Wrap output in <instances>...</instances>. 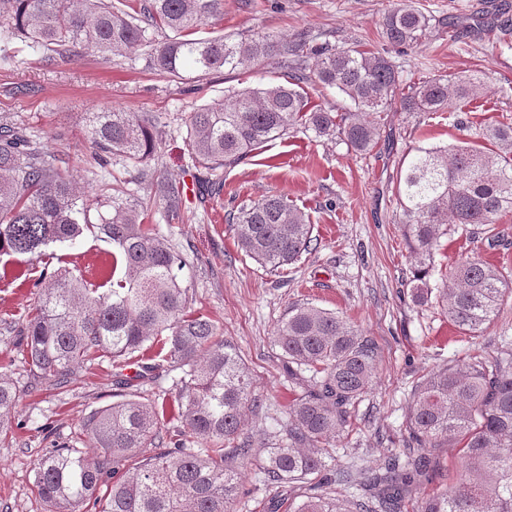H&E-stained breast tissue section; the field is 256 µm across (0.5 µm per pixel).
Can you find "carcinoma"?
I'll return each instance as SVG.
<instances>
[{
	"label": "carcinoma",
	"instance_id": "obj_1",
	"mask_svg": "<svg viewBox=\"0 0 512 512\" xmlns=\"http://www.w3.org/2000/svg\"><path fill=\"white\" fill-rule=\"evenodd\" d=\"M222 19L224 0H0L6 41L19 39L50 61L88 49L118 58L145 46L151 67L178 79L246 71L269 59L288 69L286 85L238 90L226 103L191 113L187 143L216 194L224 182L211 174L297 126L367 154L379 139L371 113L395 104L403 112H449L488 92L479 73L408 83L379 51L315 43L303 32L291 40L270 33L197 36L202 25ZM431 27L432 15L403 2L384 15L381 38L414 50ZM159 31L171 35L160 42L149 37ZM302 84L335 89L349 106L314 105ZM90 133L99 152L136 168L155 148L151 126L131 112L91 113ZM482 138L487 145L410 148L398 162L396 184L415 301L436 300L469 336L483 332L512 300L509 274L466 257L449 269L451 287L437 289L429 277L445 236H481L491 249L503 242L491 225L512 210V124H489ZM151 208L149 200L130 204L118 194L86 198L25 129L0 125V256H42L50 245H72L94 210L121 267L107 288L66 268H43L20 330L29 373L61 387L78 367L97 360L127 366L157 346L181 370L177 416L200 444L166 440L164 412L123 395L84 421L92 452L61 447L37 461L34 493L47 512H86L90 504L98 512H230L239 468L256 457L243 426L262 400L237 347L191 312L176 274L182 257L145 224ZM228 222L240 250L272 272L311 250L309 215L281 196L246 204ZM274 342L296 390L284 435L265 447L262 472L269 485L297 489L300 501L288 505L291 512H402L432 478L434 466L420 450L445 444L458 450L462 473L447 490L421 498L417 512H512V353L474 356L423 376L408 406L404 448L371 473L331 472L325 449L371 390L378 345L344 316L309 302L288 305ZM19 398L14 382L0 374V434L9 431ZM149 446L160 452L109 483L113 469ZM354 485L360 493L340 492Z\"/></svg>",
	"mask_w": 512,
	"mask_h": 512
}]
</instances>
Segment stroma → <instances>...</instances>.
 Returning a JSON list of instances; mask_svg holds the SVG:
<instances>
[{
	"label": "stroma",
	"mask_w": 512,
	"mask_h": 512,
	"mask_svg": "<svg viewBox=\"0 0 512 512\" xmlns=\"http://www.w3.org/2000/svg\"><path fill=\"white\" fill-rule=\"evenodd\" d=\"M397 3L224 0L223 25L202 26L201 36L268 31L290 38L304 32L335 45L382 51L407 79L483 70L489 90L468 112L384 113L379 143L365 156L340 140L296 130L224 167V190L218 195L202 187L207 172L186 142L189 116L224 101L234 90L284 82L276 62L179 80L149 68L141 49L111 61L85 52L51 62L16 42L11 46L14 63L0 68V123L25 128L59 158L86 195L117 187L133 201L149 196L160 181L178 187L176 210L156 201L149 222L183 258L177 275L189 290L192 310L207 316L236 345L255 381L263 403L244 426L253 440L263 442L280 431L293 398L281 351L272 342L288 304L308 301L341 312L375 338L380 353L375 383L330 450L334 468L353 464L375 470L389 452L402 448L411 390L422 374L512 348L510 307L482 335L470 337L459 333L438 306L421 307L413 301L407 284L411 260L396 194L398 162L420 135H427L431 145L445 146L477 141L488 124H512V47L492 33L451 38L435 29L415 51L401 53L379 38L384 14ZM113 108L154 124L156 149L145 171L117 157L104 167L92 163L86 115ZM268 195L283 196L303 209L317 240L315 249L280 273L246 256L226 221L231 210ZM496 229L504 243L493 249L478 240H445L434 256L432 284L441 285L443 275L464 256L512 268V212L500 218ZM53 252L60 266L94 283L102 282L112 268V245L93 230L75 244L54 246ZM43 266V258L35 255L9 257L0 279V372L10 375L21 391L12 438L0 442V512H45L33 492L37 460L57 447H89L82 421L91 411L112 404L118 375L105 364L77 370L63 388L31 378L17 331ZM121 375L132 381V398L166 407L164 429L177 436L183 429L173 409L180 370L164 362L142 378L132 366ZM241 483L235 512H268L273 498L278 512H288L287 487L265 485L258 463L242 468Z\"/></svg>",
	"instance_id": "35a3bbf8"
}]
</instances>
